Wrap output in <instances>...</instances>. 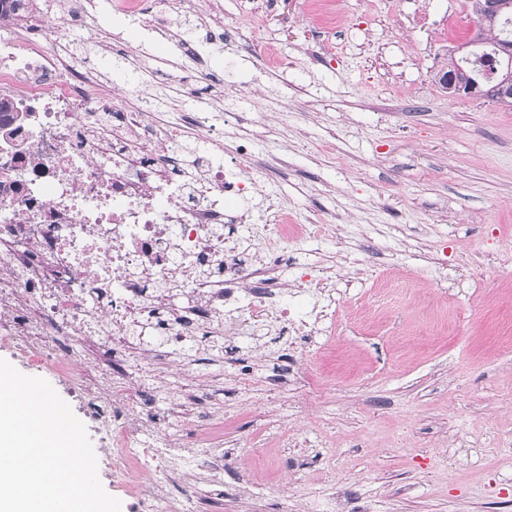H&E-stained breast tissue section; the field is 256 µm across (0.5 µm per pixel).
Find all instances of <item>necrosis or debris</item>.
<instances>
[{"label": "necrosis or debris", "mask_w": 512, "mask_h": 512, "mask_svg": "<svg viewBox=\"0 0 512 512\" xmlns=\"http://www.w3.org/2000/svg\"><path fill=\"white\" fill-rule=\"evenodd\" d=\"M126 12L165 21L202 11L225 45L243 32L225 26L216 0H124ZM86 0H21L0 26V334L28 368L63 381L98 436V454L119 474L123 494L144 512H207L211 497L197 475L236 501L225 484L241 458L227 449L224 420L207 389L184 384L178 399L157 397L177 357L203 336L227 350L267 320L298 339L293 354L265 377L270 389L304 382L305 345L317 322L288 305L286 283L324 288L326 272L284 264L289 246L321 240L331 217L295 215L262 194L248 176V145L224 153V128L208 111L181 124L162 122L148 96L127 101L91 93L90 73L63 53L72 28L102 36L86 22ZM216 161L188 176L181 162L186 130ZM246 200L249 212L226 210ZM262 214L267 249L252 260L228 224Z\"/></svg>", "instance_id": "4bbe7bcc"}]
</instances>
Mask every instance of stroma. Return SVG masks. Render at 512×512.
Here are the masks:
<instances>
[{
    "label": "stroma",
    "instance_id": "35a3bbf8",
    "mask_svg": "<svg viewBox=\"0 0 512 512\" xmlns=\"http://www.w3.org/2000/svg\"><path fill=\"white\" fill-rule=\"evenodd\" d=\"M122 0H89L122 50L76 38L68 52L95 72L100 87L152 94L175 112H238L225 145L252 140L253 159L283 154L288 170L260 184L289 207L337 214L306 260L333 268L334 336L305 360L326 388L307 413L293 391L236 384L241 363L277 365L276 324L225 357L221 344L194 347L189 369L209 376L213 403L235 437L261 427L297 434L296 445L249 457L267 496L292 487L299 512H330L332 494L372 512H512V108L483 98H448L434 75L474 32L470 0H342L349 26L315 32L283 0L266 31L228 50L187 13L158 32ZM425 12L449 22L445 40L430 30L401 31L395 14ZM138 38H127L129 28ZM188 41L224 77L220 101L206 88L185 92L174 74L192 63ZM293 58L270 75L266 49ZM298 90L285 101L284 90ZM398 100L401 111H377ZM354 264H347L348 256ZM325 457L296 476L273 457Z\"/></svg>",
    "mask_w": 512,
    "mask_h": 512
}]
</instances>
